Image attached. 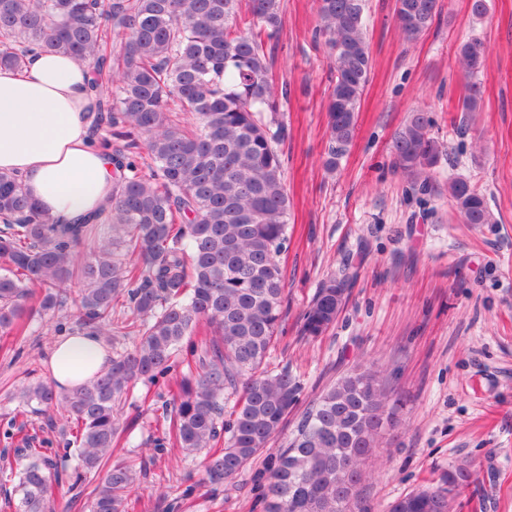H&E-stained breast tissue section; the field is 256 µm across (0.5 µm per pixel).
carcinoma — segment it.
I'll return each instance as SVG.
<instances>
[{"mask_svg":"<svg viewBox=\"0 0 512 512\" xmlns=\"http://www.w3.org/2000/svg\"><path fill=\"white\" fill-rule=\"evenodd\" d=\"M284 0H0V66L20 69L34 48L87 64L91 133L112 154L116 189L107 215L55 224L19 179L0 173V334L35 333V315L71 321L69 335L133 336L93 381L57 390L40 379L17 393L25 407L68 413L63 450L78 464L62 477L53 448L18 449L17 512H54L55 493L82 496L87 512H124L136 460L112 462L126 427L117 407L139 380L166 375L184 341L196 373L181 378L170 412L175 442L222 484L246 469L264 512H354L366 462L390 423L388 381L372 365L338 378L302 413L284 448L256 457L278 436L301 392L288 370L263 368L282 322L290 201L279 145L278 90L268 46ZM366 0H316L315 36L333 61L327 166L352 141L369 81ZM439 17L438 0H395L399 35L413 40ZM485 49L460 46L468 76ZM423 111L395 134L391 152L410 181L429 186L441 153ZM465 224H489L483 194L448 181ZM81 288L72 296L71 285ZM349 294L348 278L321 281L300 334L323 335ZM445 487L398 498L386 512H450V495L473 482L448 466Z\"/></svg>","mask_w":512,"mask_h":512,"instance_id":"carcinoma-1","label":"carcinoma"}]
</instances>
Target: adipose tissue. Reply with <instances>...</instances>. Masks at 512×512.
Returning a JSON list of instances; mask_svg holds the SVG:
<instances>
[{"instance_id": "ef3b65f1", "label": "adipose tissue", "mask_w": 512, "mask_h": 512, "mask_svg": "<svg viewBox=\"0 0 512 512\" xmlns=\"http://www.w3.org/2000/svg\"><path fill=\"white\" fill-rule=\"evenodd\" d=\"M87 67L65 55L37 52L22 70L0 68V171L16 175L25 192L57 223L101 212L112 198V157L95 146ZM99 337L66 336L50 355L52 380L72 389L106 368Z\"/></svg>"}]
</instances>
